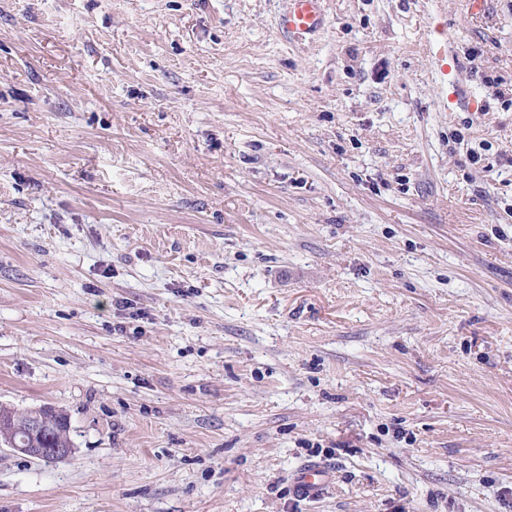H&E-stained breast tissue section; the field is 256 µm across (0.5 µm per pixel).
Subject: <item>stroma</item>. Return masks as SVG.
<instances>
[{
    "label": "stroma",
    "instance_id": "obj_1",
    "mask_svg": "<svg viewBox=\"0 0 512 512\" xmlns=\"http://www.w3.org/2000/svg\"><path fill=\"white\" fill-rule=\"evenodd\" d=\"M287 8L0 0V512H512V0ZM325 22L323 0H289L288 9L279 19L280 28L297 38L321 30ZM66 416L67 415L64 412L55 408L47 410L46 406L23 412L13 410L7 413V416H1L0 413L1 446L4 444L14 453L34 457L44 461H58L63 456L67 458L73 451V448H70L73 444L71 442L69 432L60 435L49 430L47 433L42 435L41 445L43 448H40L38 444V440L41 439V434L45 431L48 423L51 422L59 426L60 424L65 423L61 417ZM15 421H26L29 423L27 429L30 433L29 439L24 440V446L19 445L16 441V439L19 441V439L24 436L23 433H18L15 438L10 437L9 430ZM48 448H58V450L56 449V452L52 453ZM326 479V469L323 466H308L304 468L296 480V488L302 493H316Z\"/></svg>",
    "mask_w": 512,
    "mask_h": 512
}]
</instances>
